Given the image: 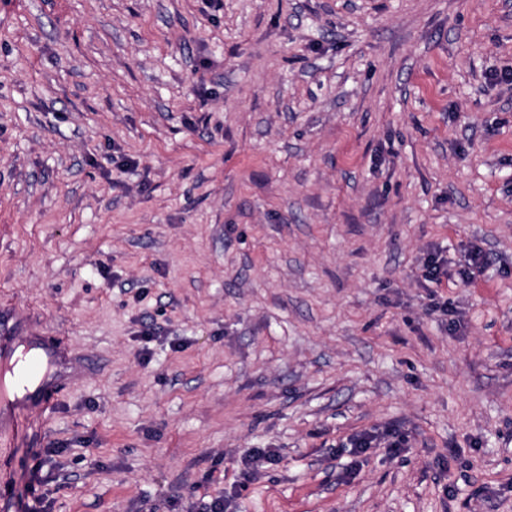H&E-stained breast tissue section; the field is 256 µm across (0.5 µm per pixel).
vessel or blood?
Here are the masks:
<instances>
[{"mask_svg":"<svg viewBox=\"0 0 512 512\" xmlns=\"http://www.w3.org/2000/svg\"><path fill=\"white\" fill-rule=\"evenodd\" d=\"M91 367L66 337L33 331L19 308L0 310V437L19 431V413L54 410Z\"/></svg>","mask_w":512,"mask_h":512,"instance_id":"obj_1","label":"vessel or blood"}]
</instances>
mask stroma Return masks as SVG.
I'll return each mask as SVG.
<instances>
[{
	"instance_id": "obj_1",
	"label": "stroma",
	"mask_w": 512,
	"mask_h": 512,
	"mask_svg": "<svg viewBox=\"0 0 512 512\" xmlns=\"http://www.w3.org/2000/svg\"><path fill=\"white\" fill-rule=\"evenodd\" d=\"M509 68L512 0H0V306L99 363L0 512H512ZM485 264V256L480 247L472 246L468 252L464 269L460 271L463 282L472 283L477 276L481 275Z\"/></svg>"
}]
</instances>
